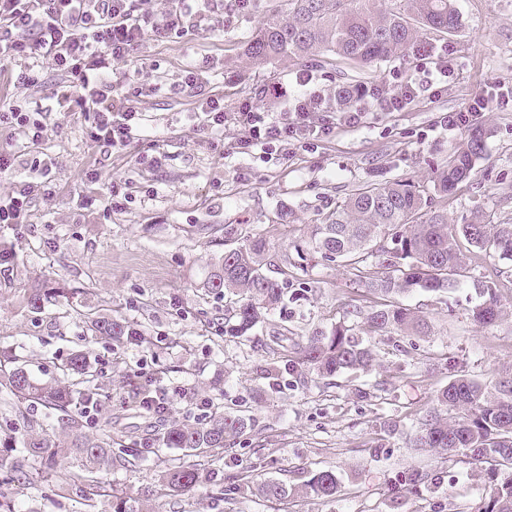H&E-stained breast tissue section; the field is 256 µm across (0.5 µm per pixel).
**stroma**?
<instances>
[{
	"label": "stroma",
	"mask_w": 512,
	"mask_h": 512,
	"mask_svg": "<svg viewBox=\"0 0 512 512\" xmlns=\"http://www.w3.org/2000/svg\"><path fill=\"white\" fill-rule=\"evenodd\" d=\"M275 2L251 0L227 18L223 0H213L210 13L182 35L146 33L117 67L134 84L151 83L134 100L145 126L139 140L108 157L90 141L83 115L57 102L67 73L42 58L0 63V101L41 107L44 126L33 144L26 128L0 124V151L16 156L0 190L36 186L26 223L0 228L17 254L13 270L0 271V350L16 354L39 380L58 376L74 351L87 353L109 390L100 414L111 417L113 432L125 441L145 438L156 425L125 408L127 376L136 372L171 392L169 418L204 421L198 405L205 399L245 417L244 434L224 450L225 472L249 467L256 480L291 486L319 470L340 479L335 496L325 500L292 496L279 503L248 489L223 500L207 487L158 499L151 494L153 461L113 471V484L149 512H475L489 498L490 470L410 447L408 437L456 375L492 383L512 371V313L481 327L470 315L480 301L473 288L444 296L413 291L402 302L430 320L431 334L416 338L406 357L377 343L372 372L343 375L330 385L296 381L283 362L278 380L260 378L267 357L257 341L285 328L304 336L331 327L349 310L375 305L374 297L354 289L351 267L303 252L302 245L314 224L360 185L429 184L449 150L469 136L436 127L437 118L481 88H512V0H455L461 28L428 40L455 62L441 95L421 96L401 112L368 113L362 127L337 126L284 157L257 148L240 152L234 147L240 127L213 130L197 116L202 91L223 95L228 113L247 98L262 110L281 111L261 89L287 83L295 64L254 65L243 54ZM199 63L205 67L201 91L181 89L186 67ZM23 68L37 71V84L18 83ZM311 68L332 90L355 81L385 83L395 71L413 77L418 62L412 56L381 61L359 72L330 56ZM480 125L484 154L471 180L445 200L448 220L459 222L482 207L512 224V102ZM115 185L126 194L117 209L110 205ZM255 236L267 243L268 274L289 269L291 287L304 295L287 309L268 311L254 337L228 338L218 323L228 299L203 293L201 284L225 251ZM39 288L65 289L68 304L29 309L27 299ZM112 311L141 322L154 345L116 348L87 335L85 316ZM382 380L389 387L376 398L355 396L356 387ZM387 420L397 423L396 433L383 430ZM412 469L431 473L432 482L406 490L400 476ZM57 472L49 486L8 485L16 512H82L77 497L61 492L74 468L62 461Z\"/></svg>",
	"instance_id": "35a3bbf8"
}]
</instances>
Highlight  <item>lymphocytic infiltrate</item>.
Masks as SVG:
<instances>
[{"mask_svg": "<svg viewBox=\"0 0 512 512\" xmlns=\"http://www.w3.org/2000/svg\"><path fill=\"white\" fill-rule=\"evenodd\" d=\"M208 2L175 0L156 17L140 10L136 0H0V61L39 55L66 72L70 84L62 98L70 111L88 117L90 139L105 154L136 139L144 121L113 63L128 57L145 31L182 33L206 12ZM417 55L428 64L424 84L392 79L339 113L332 112L329 94L310 69L296 71L292 86L270 89V96L284 101L283 115L261 111L246 100L229 116L216 95L203 97L201 110L209 127L220 129L230 122L245 130L239 150L271 146L285 152L295 142L328 136L336 125L359 127L368 111H404L422 90L440 93L454 74L453 65L444 56L431 58L424 46Z\"/></svg>", "mask_w": 512, "mask_h": 512, "instance_id": "f902f5d3", "label": "lymphocytic infiltrate"}]
</instances>
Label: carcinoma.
<instances>
[{
    "label": "carcinoma",
    "instance_id": "1",
    "mask_svg": "<svg viewBox=\"0 0 512 512\" xmlns=\"http://www.w3.org/2000/svg\"><path fill=\"white\" fill-rule=\"evenodd\" d=\"M275 8L244 47L254 63L283 59L311 61L329 53L357 65L405 58L433 33L444 36L461 26L453 0H285ZM484 152L483 133L448 154L447 163L433 176V189L410 181H386L358 187L314 225L306 250L327 261H341L355 271V288L371 292L384 303L364 313L363 328L339 321L330 331L317 329L291 347L274 336L261 344L268 355H284L301 379L320 380L344 372H368L375 352L363 335L388 341L392 350L410 354L404 340L426 334L425 317L399 301L415 289L448 292L472 285L482 302L471 308L472 320L482 326L504 313L496 280L491 275L468 279L461 242L479 251H493L512 260V224H497L491 212L476 208L459 224L448 223V212L433 205L431 194L445 200L470 180ZM266 242L249 243L224 252V257L203 282L202 290L234 296L224 310V335L239 338L264 322L265 312L286 306L290 293L288 271L278 280L265 271ZM89 330L118 345L147 347L151 338L140 326L116 314L89 321ZM61 377L33 379L18 359L0 350V391L10 408L12 430L0 435V471L11 482L30 485L54 476V465L67 460L78 468L67 492L86 502L106 500L112 512H140L123 489L105 475L116 468H135L145 461V447L123 444L112 435L108 418L96 434L87 431L84 405L101 401L102 387L89 356L76 351L60 366ZM131 409L157 396L155 381L129 377ZM44 411L43 418L34 409ZM245 420L224 412V405L209 407L205 423L173 422L159 437L165 448H180L194 457L184 465L157 459L156 496L183 495L214 484L213 465L224 456L225 442L245 432ZM413 448H433L443 457L461 456L466 463L490 466L503 477L491 488L487 503L476 512H512V376L494 388L460 375L438 391L409 437ZM216 485V484H214ZM256 486L266 498L286 500L291 495L328 499L336 494L339 478L330 470L317 471L300 486L254 484L249 470L216 485V493L232 499L244 488Z\"/></svg>",
    "mask_w": 512,
    "mask_h": 512
}]
</instances>
